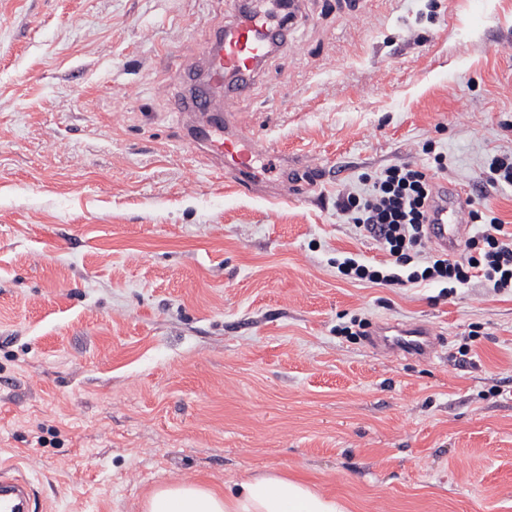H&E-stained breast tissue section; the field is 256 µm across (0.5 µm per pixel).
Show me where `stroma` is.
I'll return each mask as SVG.
<instances>
[{
	"label": "stroma",
	"instance_id": "1",
	"mask_svg": "<svg viewBox=\"0 0 512 512\" xmlns=\"http://www.w3.org/2000/svg\"><path fill=\"white\" fill-rule=\"evenodd\" d=\"M297 2L235 105L275 152L241 194L173 108L233 0H0V467L39 512L266 473L350 512H512V294L336 268L383 260L339 203L394 164L512 225V0ZM381 342L388 351L425 356L431 351V337L427 329L417 327L388 326Z\"/></svg>",
	"mask_w": 512,
	"mask_h": 512
}]
</instances>
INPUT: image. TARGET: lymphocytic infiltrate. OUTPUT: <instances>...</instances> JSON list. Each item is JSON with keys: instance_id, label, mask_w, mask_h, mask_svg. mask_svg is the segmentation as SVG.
Instances as JSON below:
<instances>
[{"instance_id": "lymphocytic-infiltrate-1", "label": "lymphocytic infiltrate", "mask_w": 512, "mask_h": 512, "mask_svg": "<svg viewBox=\"0 0 512 512\" xmlns=\"http://www.w3.org/2000/svg\"><path fill=\"white\" fill-rule=\"evenodd\" d=\"M433 192L427 170L408 165L385 168L365 197L347 195L345 211L357 228L372 235L388 260L376 266L346 257L337 262L345 278L404 287L434 282L453 290L480 278L498 291H512V228L495 216L472 212L482 231L465 243L463 256L451 258L428 248L424 224Z\"/></svg>"}]
</instances>
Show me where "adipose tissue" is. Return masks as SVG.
I'll list each match as a JSON object with an SVG mask.
<instances>
[{"instance_id":"1","label":"adipose tissue","mask_w":512,"mask_h":512,"mask_svg":"<svg viewBox=\"0 0 512 512\" xmlns=\"http://www.w3.org/2000/svg\"><path fill=\"white\" fill-rule=\"evenodd\" d=\"M145 512H349L347 506L311 484L283 474H266L230 491L200 481L157 488Z\"/></svg>"}]
</instances>
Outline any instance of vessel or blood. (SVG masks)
<instances>
[{
	"label": "vessel or blood",
	"mask_w": 512,
	"mask_h": 512,
	"mask_svg": "<svg viewBox=\"0 0 512 512\" xmlns=\"http://www.w3.org/2000/svg\"><path fill=\"white\" fill-rule=\"evenodd\" d=\"M281 28L256 12L241 16L221 31L205 53L204 67L193 79L187 97L179 99L178 111H208L216 92L224 94V110L232 112L239 97L247 94L265 59L271 54ZM192 141L206 142L210 153L220 159V170L235 188L251 190L260 184L253 168L254 158L271 155L266 138L238 129L224 133L221 127L195 131ZM470 186L439 185L433 191L428 213L429 241L437 250L455 254L464 239ZM384 347L392 352L425 356L431 337L421 327H386ZM0 512H35L31 485L19 478L0 476Z\"/></svg>",
	"instance_id": "b4317fda"
}]
</instances>
